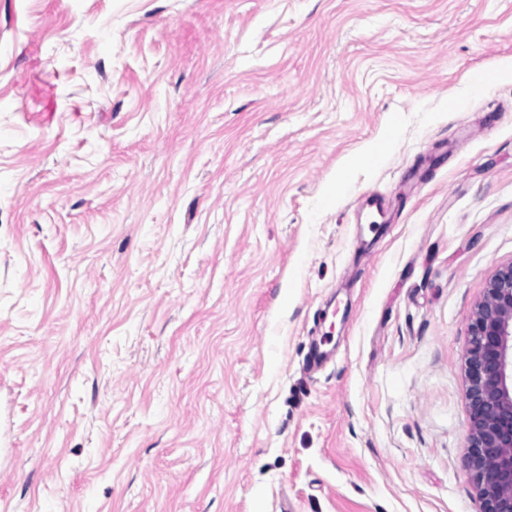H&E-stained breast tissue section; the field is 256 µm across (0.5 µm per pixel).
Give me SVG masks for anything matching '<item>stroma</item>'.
Listing matches in <instances>:
<instances>
[{
  "mask_svg": "<svg viewBox=\"0 0 512 512\" xmlns=\"http://www.w3.org/2000/svg\"><path fill=\"white\" fill-rule=\"evenodd\" d=\"M508 58L512 0H0L9 512H481Z\"/></svg>",
  "mask_w": 512,
  "mask_h": 512,
  "instance_id": "1",
  "label": "stroma"
}]
</instances>
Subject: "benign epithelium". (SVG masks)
I'll use <instances>...</instances> for the list:
<instances>
[{"label":"benign epithelium","instance_id":"obj_1","mask_svg":"<svg viewBox=\"0 0 512 512\" xmlns=\"http://www.w3.org/2000/svg\"><path fill=\"white\" fill-rule=\"evenodd\" d=\"M469 335L466 467L482 512H512V262L487 282Z\"/></svg>","mask_w":512,"mask_h":512}]
</instances>
